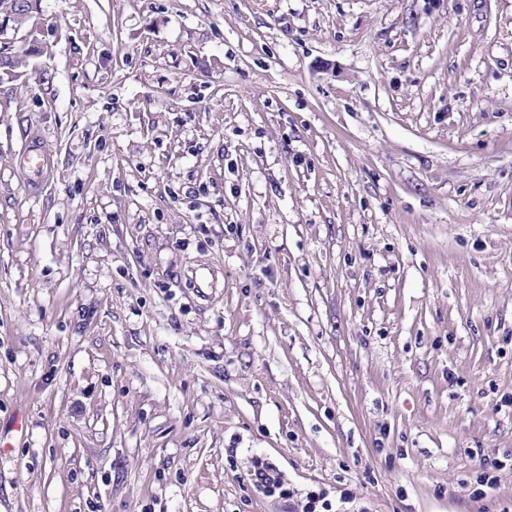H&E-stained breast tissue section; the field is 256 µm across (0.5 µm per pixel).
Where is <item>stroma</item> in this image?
<instances>
[{
	"label": "stroma",
	"mask_w": 512,
	"mask_h": 512,
	"mask_svg": "<svg viewBox=\"0 0 512 512\" xmlns=\"http://www.w3.org/2000/svg\"><path fill=\"white\" fill-rule=\"evenodd\" d=\"M0 50V512H512V0H39ZM14 170L31 188H38L54 177L52 152L38 130L29 133ZM250 477L252 484L263 492L274 493L276 489H281L283 486L278 471L268 464H257Z\"/></svg>",
	"instance_id": "obj_1"
}]
</instances>
